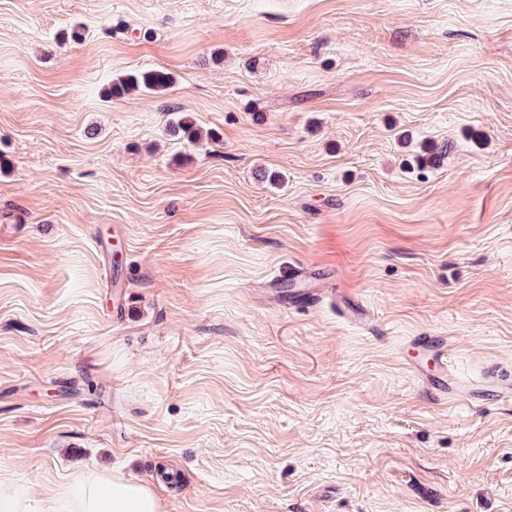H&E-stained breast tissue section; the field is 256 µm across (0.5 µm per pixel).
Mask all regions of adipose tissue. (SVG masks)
Segmentation results:
<instances>
[{
    "label": "adipose tissue",
    "instance_id": "obj_1",
    "mask_svg": "<svg viewBox=\"0 0 512 512\" xmlns=\"http://www.w3.org/2000/svg\"><path fill=\"white\" fill-rule=\"evenodd\" d=\"M39 512H167L146 482L118 471L87 469L71 475Z\"/></svg>",
    "mask_w": 512,
    "mask_h": 512
}]
</instances>
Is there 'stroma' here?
<instances>
[{"mask_svg":"<svg viewBox=\"0 0 512 512\" xmlns=\"http://www.w3.org/2000/svg\"><path fill=\"white\" fill-rule=\"evenodd\" d=\"M148 69L174 84L105 97ZM0 157L12 482L512 512V399L442 403L406 364L447 335L458 379L512 383V0H0Z\"/></svg>","mask_w":512,"mask_h":512,"instance_id":"obj_1","label":"stroma"}]
</instances>
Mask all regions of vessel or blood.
<instances>
[{"label": "vessel or blood", "mask_w": 512, "mask_h": 512, "mask_svg": "<svg viewBox=\"0 0 512 512\" xmlns=\"http://www.w3.org/2000/svg\"><path fill=\"white\" fill-rule=\"evenodd\" d=\"M417 345L431 355L438 365L436 373H428L420 362H412L410 370L435 390L439 398L458 399L473 405L489 398L504 399L512 396V385L495 382L466 383L448 370V339L444 336H421Z\"/></svg>", "instance_id": "vessel-or-blood-1"}]
</instances>
